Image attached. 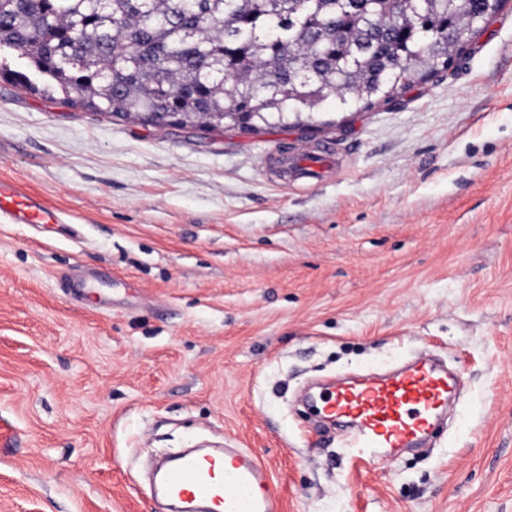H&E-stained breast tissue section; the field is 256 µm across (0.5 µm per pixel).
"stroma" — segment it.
I'll return each mask as SVG.
<instances>
[{"instance_id": "obj_1", "label": "stroma", "mask_w": 512, "mask_h": 512, "mask_svg": "<svg viewBox=\"0 0 512 512\" xmlns=\"http://www.w3.org/2000/svg\"><path fill=\"white\" fill-rule=\"evenodd\" d=\"M332 147L282 182L279 149ZM63 224H0V512H158L142 466L256 452L282 512H512V0L447 74L287 124L143 125L0 80V178ZM118 278L107 309L66 277ZM430 351L466 388L425 453L363 463L307 383ZM274 164L277 165L283 180L288 182L289 176L319 180L324 173L336 171L338 160L333 150L325 147L322 151L298 154L292 159L289 158L287 150L280 151L274 158Z\"/></svg>"}]
</instances>
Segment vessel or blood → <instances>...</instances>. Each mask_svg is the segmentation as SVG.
Returning <instances> with one entry per match:
<instances>
[{
	"mask_svg": "<svg viewBox=\"0 0 512 512\" xmlns=\"http://www.w3.org/2000/svg\"><path fill=\"white\" fill-rule=\"evenodd\" d=\"M282 177L320 179L338 160L331 148L275 159ZM60 210L19 183L0 179L1 224H59ZM462 376L427 355L376 375L347 378L321 389L316 413L345 426L343 440L369 464L387 463L419 447L448 414ZM230 481H223V471ZM154 484L180 512H281L282 497L268 466L246 448H199L161 465Z\"/></svg>",
	"mask_w": 512,
	"mask_h": 512,
	"instance_id": "1",
	"label": "vessel or blood"
}]
</instances>
